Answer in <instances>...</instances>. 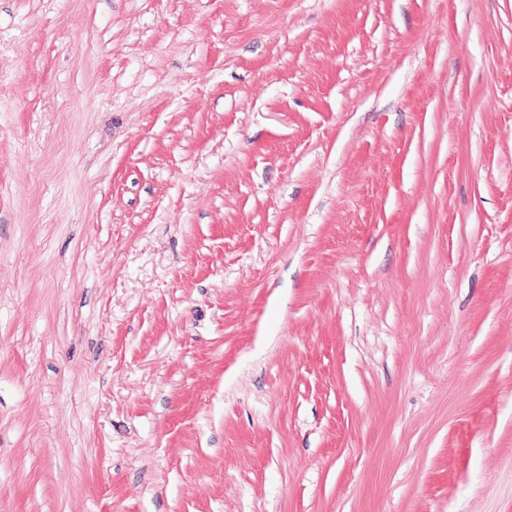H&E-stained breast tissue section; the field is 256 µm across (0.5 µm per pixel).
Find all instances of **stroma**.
I'll return each mask as SVG.
<instances>
[{"label":"stroma","instance_id":"1","mask_svg":"<svg viewBox=\"0 0 512 512\" xmlns=\"http://www.w3.org/2000/svg\"><path fill=\"white\" fill-rule=\"evenodd\" d=\"M0 512H512V0H0Z\"/></svg>","mask_w":512,"mask_h":512}]
</instances>
